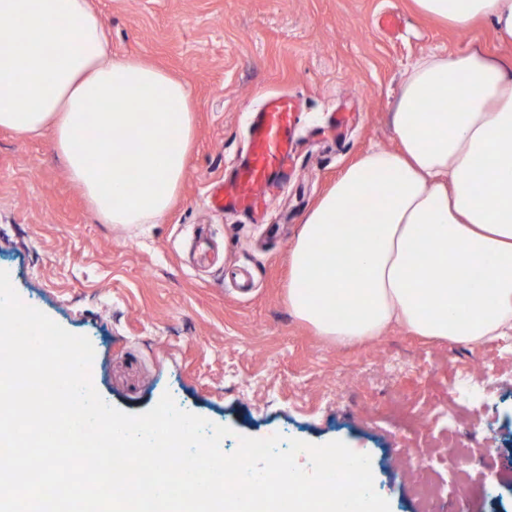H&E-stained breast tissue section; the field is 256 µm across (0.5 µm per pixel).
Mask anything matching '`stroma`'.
Listing matches in <instances>:
<instances>
[{
	"label": "stroma",
	"instance_id": "1",
	"mask_svg": "<svg viewBox=\"0 0 512 512\" xmlns=\"http://www.w3.org/2000/svg\"><path fill=\"white\" fill-rule=\"evenodd\" d=\"M112 51L185 82L195 105L177 197L156 224L100 223L71 183L50 135L0 129V270L20 297L95 351L94 387L129 413L171 394L178 407L230 427L221 441L281 435L334 440L369 455L390 512H512V346L426 341L404 326L341 345L288 309L287 251L305 214L360 153L394 147L391 112L406 71L434 50L512 59L492 26H443L411 0H91ZM392 11L401 31L371 26ZM301 99L294 164L266 223L211 211L208 183L230 173L264 95ZM357 115L321 135L332 110ZM483 364L469 419L448 428V392ZM488 444L464 462L449 439ZM466 471L457 489L453 474Z\"/></svg>",
	"mask_w": 512,
	"mask_h": 512
}]
</instances>
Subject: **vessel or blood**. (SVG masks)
I'll return each mask as SVG.
<instances>
[{"label":"vessel or blood","instance_id":"obj_1","mask_svg":"<svg viewBox=\"0 0 512 512\" xmlns=\"http://www.w3.org/2000/svg\"><path fill=\"white\" fill-rule=\"evenodd\" d=\"M298 110L296 99L288 95L264 98L251 121L244 157L230 176L211 186L208 201L213 209L252 214L267 210L276 181L293 158Z\"/></svg>","mask_w":512,"mask_h":512}]
</instances>
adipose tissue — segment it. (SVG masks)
<instances>
[{
    "label": "adipose tissue",
    "mask_w": 512,
    "mask_h": 512,
    "mask_svg": "<svg viewBox=\"0 0 512 512\" xmlns=\"http://www.w3.org/2000/svg\"><path fill=\"white\" fill-rule=\"evenodd\" d=\"M512 45V0H413ZM0 128L51 131L104 224H154L176 199L193 135L186 83L112 53L89 0H0ZM395 149L349 165L288 250V304L349 345L391 324L430 340L512 333V76L471 50L431 53L394 108Z\"/></svg>",
    "instance_id": "obj_1"
}]
</instances>
